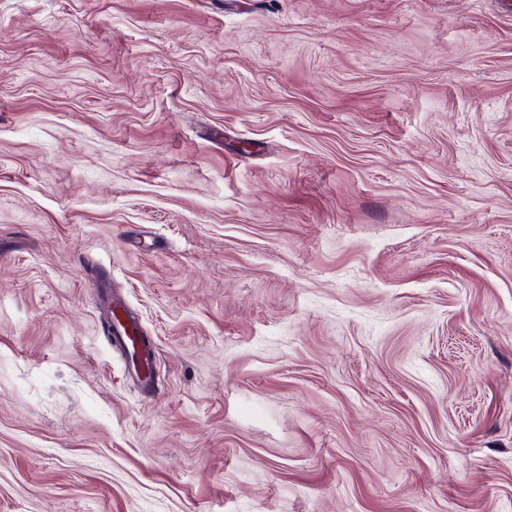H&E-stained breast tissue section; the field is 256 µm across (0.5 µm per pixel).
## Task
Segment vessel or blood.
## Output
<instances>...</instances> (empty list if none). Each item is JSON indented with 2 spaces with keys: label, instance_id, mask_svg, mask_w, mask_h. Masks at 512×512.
Masks as SVG:
<instances>
[{
  "label": "vessel or blood",
  "instance_id": "1",
  "mask_svg": "<svg viewBox=\"0 0 512 512\" xmlns=\"http://www.w3.org/2000/svg\"><path fill=\"white\" fill-rule=\"evenodd\" d=\"M95 288L101 303L110 312L111 336L124 353L130 373L136 376L143 387H150L153 383L154 355L150 348L137 345L139 326L135 318L113 297L108 277H99L95 282Z\"/></svg>",
  "mask_w": 512,
  "mask_h": 512
}]
</instances>
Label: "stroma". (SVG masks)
Masks as SVG:
<instances>
[{"instance_id": "stroma-1", "label": "stroma", "mask_w": 512, "mask_h": 512, "mask_svg": "<svg viewBox=\"0 0 512 512\" xmlns=\"http://www.w3.org/2000/svg\"><path fill=\"white\" fill-rule=\"evenodd\" d=\"M0 512H512V0H0ZM101 303L110 311L111 338L122 350L127 359L130 373H133L144 388L153 383L152 367L154 355L151 347L144 344L136 346L139 326L125 307L112 296L110 280L107 276L99 277L95 284Z\"/></svg>"}]
</instances>
